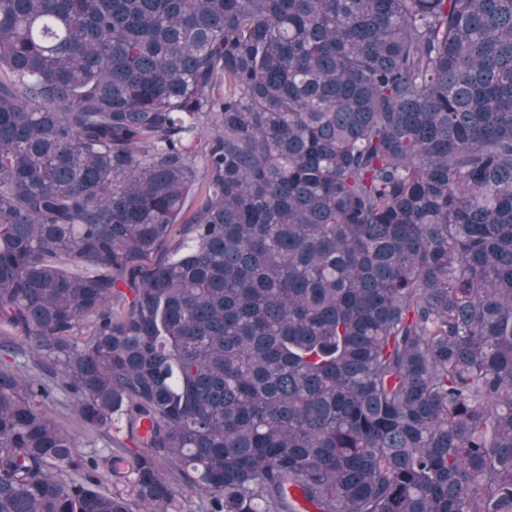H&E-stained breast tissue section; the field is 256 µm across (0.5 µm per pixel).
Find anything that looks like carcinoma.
I'll return each mask as SVG.
<instances>
[{"mask_svg": "<svg viewBox=\"0 0 512 512\" xmlns=\"http://www.w3.org/2000/svg\"><path fill=\"white\" fill-rule=\"evenodd\" d=\"M290 487L512 512V0H0V512Z\"/></svg>", "mask_w": 512, "mask_h": 512, "instance_id": "1", "label": "carcinoma"}]
</instances>
